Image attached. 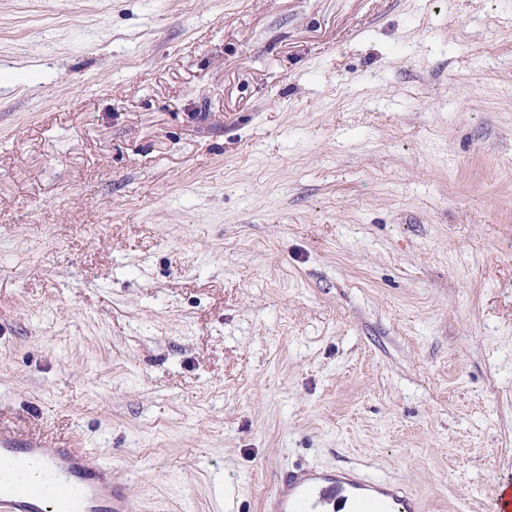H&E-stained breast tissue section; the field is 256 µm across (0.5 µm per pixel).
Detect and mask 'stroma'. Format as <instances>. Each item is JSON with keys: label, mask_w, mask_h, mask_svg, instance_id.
Masks as SVG:
<instances>
[{"label": "stroma", "mask_w": 512, "mask_h": 512, "mask_svg": "<svg viewBox=\"0 0 512 512\" xmlns=\"http://www.w3.org/2000/svg\"><path fill=\"white\" fill-rule=\"evenodd\" d=\"M0 432L144 512L512 476V0H0ZM265 512H420L419 499L403 482L354 467L286 468L275 478Z\"/></svg>", "instance_id": "1"}]
</instances>
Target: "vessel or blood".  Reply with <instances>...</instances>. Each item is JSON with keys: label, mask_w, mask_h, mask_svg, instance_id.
<instances>
[{"label": "vessel or blood", "mask_w": 512, "mask_h": 512, "mask_svg": "<svg viewBox=\"0 0 512 512\" xmlns=\"http://www.w3.org/2000/svg\"><path fill=\"white\" fill-rule=\"evenodd\" d=\"M0 512H141L139 500L88 452L22 443L0 433ZM264 512H421L403 482L353 467L286 468ZM487 512H512V482H499Z\"/></svg>", "instance_id": "b4317fda"}]
</instances>
